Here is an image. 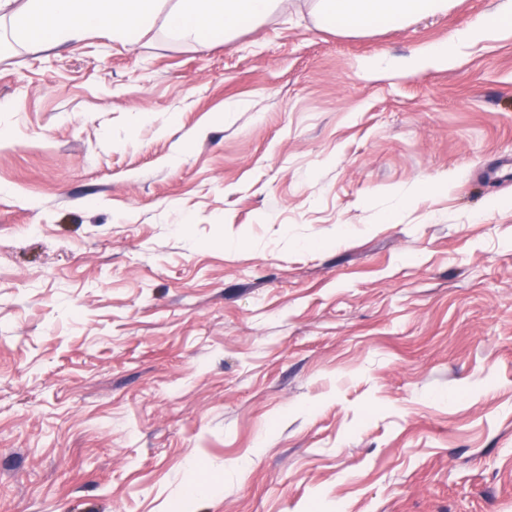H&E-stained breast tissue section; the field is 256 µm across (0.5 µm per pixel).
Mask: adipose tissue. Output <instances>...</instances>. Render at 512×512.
<instances>
[{"mask_svg": "<svg viewBox=\"0 0 512 512\" xmlns=\"http://www.w3.org/2000/svg\"><path fill=\"white\" fill-rule=\"evenodd\" d=\"M157 0H28L15 15L13 29L20 39L38 46H57L85 35L109 30L113 39L135 43L141 28L151 22ZM287 0H183L167 17L179 38L208 45L233 38L246 23H258L283 10ZM452 0H312L319 25L363 31L375 26L400 27L417 18L447 12ZM512 27V0H503L496 13L484 15L449 33L447 40L403 60L369 57L365 72L377 74L398 68L412 72L449 65L460 49L493 32Z\"/></svg>", "mask_w": 512, "mask_h": 512, "instance_id": "adipose-tissue-1", "label": "adipose tissue"}]
</instances>
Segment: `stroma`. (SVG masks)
<instances>
[{
    "mask_svg": "<svg viewBox=\"0 0 512 512\" xmlns=\"http://www.w3.org/2000/svg\"><path fill=\"white\" fill-rule=\"evenodd\" d=\"M500 2L0 20V512H512V29L361 68ZM157 0H28L14 16L20 39L38 46H58L101 31L134 44L141 28L151 22ZM167 17L173 35L201 46L229 41L245 23H259L288 0H180ZM311 12L324 28L363 31L400 27L417 18L448 12L452 0H310ZM500 9L469 22L448 34V40L431 44L424 52L404 60L386 57L365 58L361 66L365 72L377 74L392 68L413 72L424 67H445L449 65L460 49L476 44L493 32L512 27V1L503 0Z\"/></svg>",
    "mask_w": 512,
    "mask_h": 512,
    "instance_id": "stroma-1",
    "label": "stroma"
}]
</instances>
